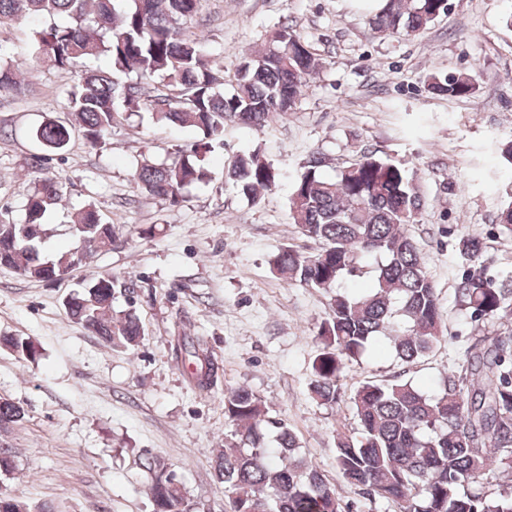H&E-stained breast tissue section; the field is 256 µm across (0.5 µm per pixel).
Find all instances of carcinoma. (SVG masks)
I'll use <instances>...</instances> for the list:
<instances>
[{
  "mask_svg": "<svg viewBox=\"0 0 512 512\" xmlns=\"http://www.w3.org/2000/svg\"><path fill=\"white\" fill-rule=\"evenodd\" d=\"M200 0H0V32L20 22L29 25V58L4 57L0 45V93L24 90L28 60L51 69L83 65L78 83L67 92L72 121L46 120L30 131L46 153L65 151L74 134L92 149L110 146L108 135L127 112L146 107L167 126L190 127L196 140L169 164H138L140 189L176 205L182 191L206 183L204 155L223 143L231 124L263 127L296 105L319 58L288 26L266 37V46L246 54L230 93L224 92V66L203 42L190 36L187 23ZM448 12L446 0H382L370 25L383 35H416ZM105 58L102 69L91 61ZM159 78L170 90L147 102L142 83ZM476 89L475 75H434L427 90L466 97ZM310 164L292 185L291 224L319 242L316 254L291 246L270 259L272 271L288 280L332 292L327 317L315 336L309 391L322 405L339 399L348 363L360 358L378 336L392 343L395 356L411 364L440 344L443 313L421 250L405 226L417 222L424 195L404 164L364 150L331 178ZM279 170L245 149L224 167V179L254 203L276 186ZM25 201L21 222L0 212V266L18 275L54 282L85 264L87 256L113 246L121 227L102 218L88 203L68 225L84 249L44 255L49 215L62 198L55 177L37 176ZM485 251L476 235L459 239L457 257L475 263ZM371 275L372 287L358 293L339 287L346 279ZM137 281L100 276L68 298V316L111 347L135 346L144 328L133 308L115 315L119 296L132 298ZM457 297L476 320L512 316V272L496 279L475 269L462 275ZM461 373L443 377L431 396L409 380L368 381L350 397L359 432L336 437V469L362 494L391 502L399 512H512V489L493 497L483 486L460 493L458 486L492 471L512 469V332L474 336ZM26 359L38 350L27 339L4 340ZM185 352L202 390L214 388L219 365L189 342ZM224 415L235 426L224 447L215 449L212 469L228 491L225 512H344L341 498L324 475L300 453V442L273 419L262 400L245 387L224 392ZM24 409L0 399V431L21 422ZM275 433L276 447L269 446ZM153 512H187L184 485L167 465L146 456Z\"/></svg>",
  "mask_w": 512,
  "mask_h": 512,
  "instance_id": "obj_1",
  "label": "carcinoma"
}]
</instances>
